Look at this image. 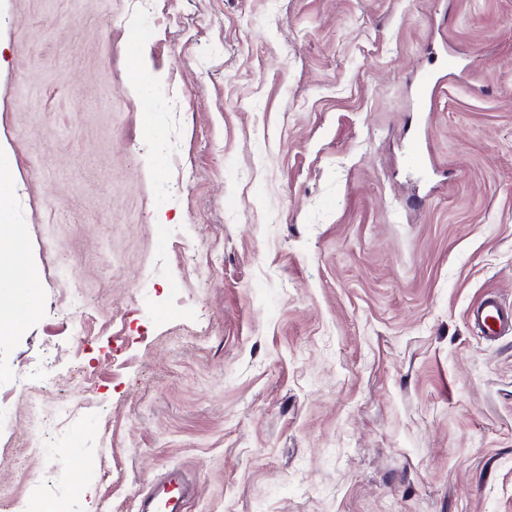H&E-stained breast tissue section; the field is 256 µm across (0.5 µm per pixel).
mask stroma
<instances>
[{"label":"stroma","instance_id":"obj_1","mask_svg":"<svg viewBox=\"0 0 512 512\" xmlns=\"http://www.w3.org/2000/svg\"><path fill=\"white\" fill-rule=\"evenodd\" d=\"M0 166V512H512V0H0ZM0 337L13 335L19 319L32 314L36 308V278L23 256L19 228L11 221L10 180L0 169ZM3 246V250H2ZM469 319L489 342L512 335V305L505 304L496 295L485 296L470 311ZM33 425L30 431V446L35 449L46 448V443L51 432L56 428L59 418L70 413V407L66 403H59L53 408V412L44 413L40 402H31ZM187 489L179 474L171 472L142 499L140 512H182L181 502Z\"/></svg>","mask_w":512,"mask_h":512}]
</instances>
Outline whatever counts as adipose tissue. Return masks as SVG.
I'll return each instance as SVG.
<instances>
[{"mask_svg": "<svg viewBox=\"0 0 512 512\" xmlns=\"http://www.w3.org/2000/svg\"><path fill=\"white\" fill-rule=\"evenodd\" d=\"M0 247L6 257L0 258V336L13 335L22 316L36 308V278L23 256L22 238L11 221L10 180L0 169Z\"/></svg>", "mask_w": 512, "mask_h": 512, "instance_id": "ef3b65f1", "label": "adipose tissue"}]
</instances>
